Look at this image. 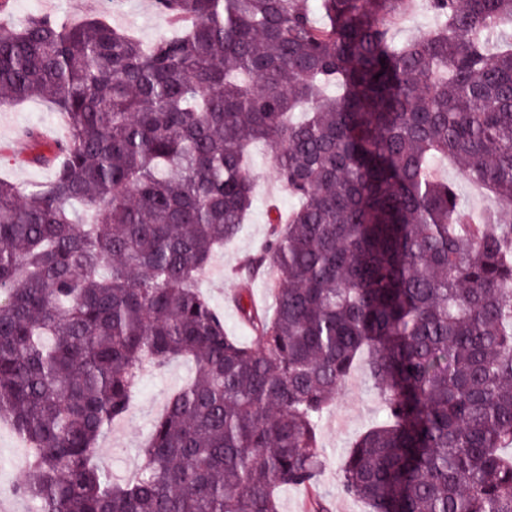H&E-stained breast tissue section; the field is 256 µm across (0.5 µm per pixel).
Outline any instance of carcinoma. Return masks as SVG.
Returning <instances> with one entry per match:
<instances>
[{"mask_svg":"<svg viewBox=\"0 0 512 512\" xmlns=\"http://www.w3.org/2000/svg\"><path fill=\"white\" fill-rule=\"evenodd\" d=\"M146 43L102 13L0 23V108L48 101L24 189L0 178V421L31 449L39 512H308L318 420L362 354L387 413L342 493L369 512H512V0H154ZM335 85L340 93L325 94ZM304 113L293 122L290 115ZM265 142L296 201L245 268L273 305L230 335L198 286L254 201ZM492 193L464 218L434 157ZM196 376L154 423L133 479L97 462L145 361ZM435 26V18L428 8V0H415L412 8L392 27L397 40H404L418 33L427 32ZM307 493L303 488L284 489L280 493V512H306Z\"/></svg>","mask_w":512,"mask_h":512,"instance_id":"cac0c4a2","label":"carcinoma"}]
</instances>
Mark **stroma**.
I'll use <instances>...</instances> for the list:
<instances>
[{
	"label": "stroma",
	"instance_id": "1",
	"mask_svg": "<svg viewBox=\"0 0 512 512\" xmlns=\"http://www.w3.org/2000/svg\"><path fill=\"white\" fill-rule=\"evenodd\" d=\"M61 15L104 12L113 26L133 30L149 42L167 33L164 19L153 0H11L12 18L25 17L32 10ZM59 117L40 101H28L0 111V176L29 186L49 178L48 169L25 162L23 153L14 149L27 129L49 130ZM256 177L255 201L240 233L225 244L201 279L203 291L224 314V324L232 335L251 341L253 333L239 317L233 298L242 283H250L255 303L272 304L266 274H250L243 269L246 256L255 254L268 237L271 207L288 211L293 205L286 188L274 176V159L264 144L251 150ZM195 373L191 361L176 360L168 365L148 366L142 370L132 412L124 419L122 437L107 433L99 445L98 462L108 469L116 482L128 480L141 463L140 447L146 441L153 422L159 418L170 394L188 382ZM381 401L373 390L364 368H356L335 403L319 423V443L326 458L319 491L329 512H366L365 504L345 496L339 485V472L354 442L382 419ZM29 453L11 428L0 427V500L13 502L16 512H35L33 502L15 497L12 490L25 478L24 461Z\"/></svg>",
	"mask_w": 512,
	"mask_h": 512
}]
</instances>
